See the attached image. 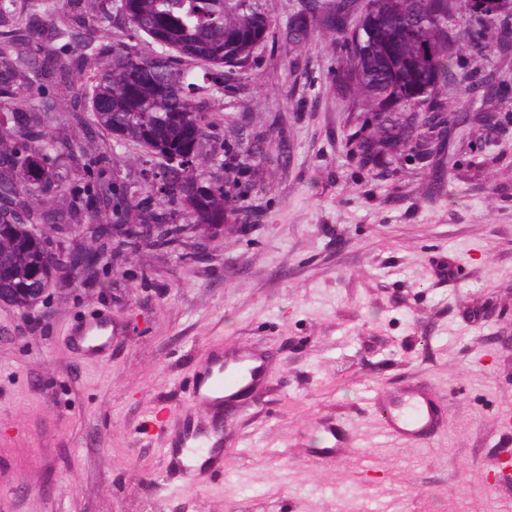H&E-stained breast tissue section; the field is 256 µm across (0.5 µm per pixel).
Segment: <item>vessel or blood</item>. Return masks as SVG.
<instances>
[{"label":"vessel or blood","instance_id":"1","mask_svg":"<svg viewBox=\"0 0 512 512\" xmlns=\"http://www.w3.org/2000/svg\"><path fill=\"white\" fill-rule=\"evenodd\" d=\"M264 364L253 353L228 359L216 358L192 386V397L205 404L208 417L185 415L176 429L179 447L185 453L179 464L183 476L199 480L220 472L224 445V401L239 392L259 386ZM386 432L407 444L431 438L441 427L443 415L436 399L419 389L388 394L377 408Z\"/></svg>","mask_w":512,"mask_h":512}]
</instances>
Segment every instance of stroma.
Returning a JSON list of instances; mask_svg holds the SVG:
<instances>
[{
  "label": "stroma",
  "mask_w": 512,
  "mask_h": 512,
  "mask_svg": "<svg viewBox=\"0 0 512 512\" xmlns=\"http://www.w3.org/2000/svg\"><path fill=\"white\" fill-rule=\"evenodd\" d=\"M301 3L272 0V37L214 74L198 165L236 203L223 224L105 245L33 309L0 305V512H512V477L492 466L512 456V47L459 60L461 78L498 86L492 102L442 85L443 138L365 165L371 104L317 21L289 40ZM486 110L489 133L474 120ZM64 134L60 171L80 189L104 134L88 118ZM145 158L112 149L130 190L146 189ZM112 221L43 230L67 249ZM103 316L123 330L111 355L69 346ZM238 351L266 355L267 383L224 411L223 472L167 478V421L207 416L190 404L195 373ZM406 385L445 410L429 442L387 437L376 412ZM327 419L350 443L338 461L320 454Z\"/></svg>",
  "instance_id": "obj_1"
}]
</instances>
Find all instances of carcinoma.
Here are the masks:
<instances>
[{
	"label": "carcinoma",
	"instance_id": "obj_1",
	"mask_svg": "<svg viewBox=\"0 0 512 512\" xmlns=\"http://www.w3.org/2000/svg\"><path fill=\"white\" fill-rule=\"evenodd\" d=\"M512 0H497L496 16L485 20L473 12H457L456 25L464 29L448 40V0L430 10L424 0H365L361 26L369 31L366 42L347 30V16L357 0H306L292 20L289 35L300 44L308 37L307 20L316 18L346 48L347 74L373 104L366 122H376L387 142L402 136L418 140L430 125V112L441 104L435 90L457 79L454 58L459 52L488 55L492 46L484 30L493 26L512 35L508 13ZM47 18L61 23L52 38L68 36L75 28L103 27L112 21L109 0H27L18 12L16 0H0V28L7 39L0 43V192L36 196L49 190L68 192L66 180L52 176L49 166L70 151L68 139L52 130L81 120L71 100L61 96L45 110L35 102V83L67 82L70 44L35 46L18 32L44 25ZM128 23L135 35L150 38L153 48L141 50L117 43L100 52L87 43L83 65L94 69L87 90L95 124L107 135L103 150L93 157L108 162L112 144L135 141L148 153L170 162L192 163L210 126L200 116L207 111L201 96L214 91L207 72L202 83L188 81L182 59L193 58L213 67L234 66L246 60L256 45L272 34V0H130ZM35 127L45 130L39 144L29 143ZM111 204L115 223L138 211L141 224H173L182 214L200 224L224 223V189L205 184L197 167L177 173L167 207L154 208L151 199L136 191H113L101 182L93 192ZM84 199L73 197L65 210L33 207L26 221L0 222V288H14V306L27 308L26 288L48 285L66 264L47 252V239L37 224H73L84 212Z\"/></svg>",
	"mask_w": 512,
	"mask_h": 512
}]
</instances>
